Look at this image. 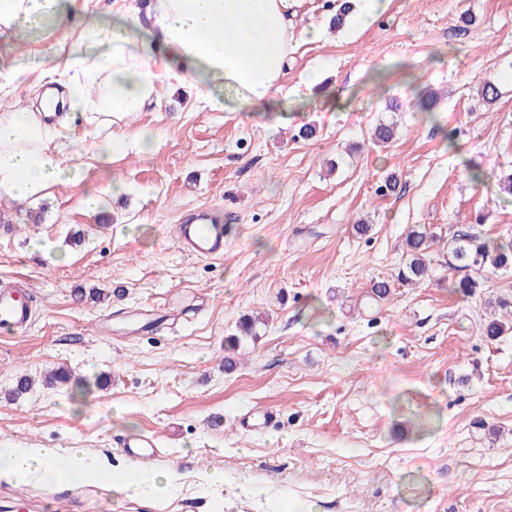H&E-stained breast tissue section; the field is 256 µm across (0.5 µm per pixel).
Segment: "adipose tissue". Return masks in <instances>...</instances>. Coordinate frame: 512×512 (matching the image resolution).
Wrapping results in <instances>:
<instances>
[{
	"label": "adipose tissue",
	"mask_w": 512,
	"mask_h": 512,
	"mask_svg": "<svg viewBox=\"0 0 512 512\" xmlns=\"http://www.w3.org/2000/svg\"><path fill=\"white\" fill-rule=\"evenodd\" d=\"M294 0H149L145 12L116 11L93 25L62 71L66 115L0 113V202H36L53 187L78 184L69 163V119L98 114L120 123L159 100L173 79L197 88L211 107L266 112L277 105L297 40ZM67 0H0V33L67 27ZM94 467L83 449L0 448V479L77 485Z\"/></svg>",
	"instance_id": "obj_1"
}]
</instances>
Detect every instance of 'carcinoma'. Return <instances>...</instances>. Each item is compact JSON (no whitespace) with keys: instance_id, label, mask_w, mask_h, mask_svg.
Instances as JSON below:
<instances>
[{"instance_id":"cac0c4a2","label":"carcinoma","mask_w":512,"mask_h":512,"mask_svg":"<svg viewBox=\"0 0 512 512\" xmlns=\"http://www.w3.org/2000/svg\"><path fill=\"white\" fill-rule=\"evenodd\" d=\"M431 237L419 228H413L405 239V251L398 280L413 285L422 281L428 273L427 252ZM448 268L463 273L455 282V290L463 296L472 297L481 287L480 275L486 270L512 269V238L491 241L470 229L457 231L448 239ZM497 307L502 314L490 316L481 325L486 339L495 341L512 330V302L500 298Z\"/></svg>"}]
</instances>
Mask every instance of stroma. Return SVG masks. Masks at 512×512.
<instances>
[{
  "label": "stroma",
  "mask_w": 512,
  "mask_h": 512,
  "mask_svg": "<svg viewBox=\"0 0 512 512\" xmlns=\"http://www.w3.org/2000/svg\"><path fill=\"white\" fill-rule=\"evenodd\" d=\"M345 2L297 0L276 111L225 112L173 81L129 121L146 150L100 158L104 130L76 120L84 181L0 202V285L22 282L33 310L0 336V448H81L109 470L77 488L0 481V507L252 512L204 484L221 469L315 512H512V332L480 331L488 300L512 295V271L463 298L446 264L463 226L512 236L498 185L512 169V0H388L368 26L353 12L332 25ZM140 3L70 0L65 30L0 34V70L27 72L0 112L35 104L32 78L87 26ZM312 26L320 41L304 39ZM482 81L494 103L478 97ZM428 89L441 100L424 112ZM391 121L394 141L377 148L376 125ZM307 123L316 134L300 138ZM200 206L224 211L222 256L177 242L180 217ZM417 225L433 238L430 272L409 287L397 274ZM380 280L392 294L376 302ZM246 318L254 338L229 349ZM58 367L78 382L43 385ZM22 377L35 385L18 395ZM142 435L158 444L140 466L116 442ZM143 467L179 479L152 500L117 490L116 474Z\"/></svg>",
  "instance_id": "35a3bbf8"
}]
</instances>
